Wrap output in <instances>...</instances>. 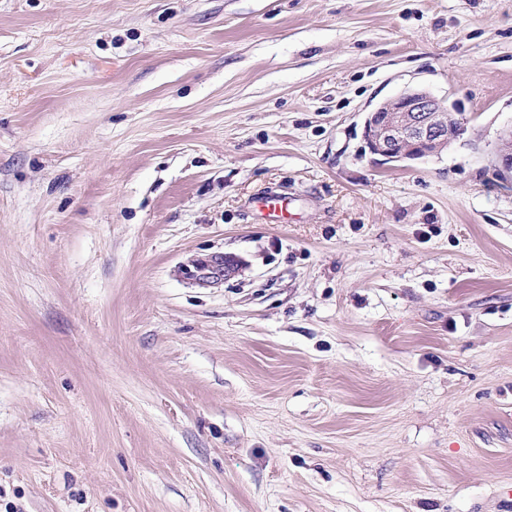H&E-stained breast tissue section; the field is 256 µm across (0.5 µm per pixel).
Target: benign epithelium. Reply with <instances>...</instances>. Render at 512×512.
I'll return each instance as SVG.
<instances>
[{
  "label": "benign epithelium",
  "mask_w": 512,
  "mask_h": 512,
  "mask_svg": "<svg viewBox=\"0 0 512 512\" xmlns=\"http://www.w3.org/2000/svg\"><path fill=\"white\" fill-rule=\"evenodd\" d=\"M461 126L449 107L423 88H410L376 106L364 124L369 151L388 162L414 161L440 153ZM503 171L512 173V130L498 148Z\"/></svg>",
  "instance_id": "7a95c632"
}]
</instances>
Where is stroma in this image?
Wrapping results in <instances>:
<instances>
[{
    "mask_svg": "<svg viewBox=\"0 0 512 512\" xmlns=\"http://www.w3.org/2000/svg\"><path fill=\"white\" fill-rule=\"evenodd\" d=\"M511 129L512 0H0V512H512ZM459 126L460 119L431 92L410 88L368 113L364 137L370 153L385 161H414L440 153ZM258 211L270 224L288 223V201L281 194L265 193L258 197Z\"/></svg>",
    "mask_w": 512,
    "mask_h": 512,
    "instance_id": "1",
    "label": "stroma"
}]
</instances>
